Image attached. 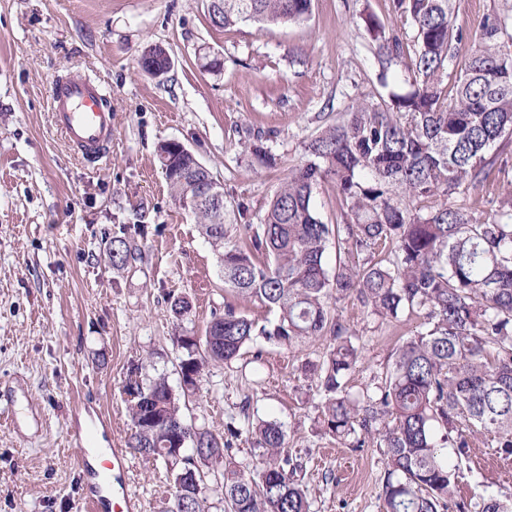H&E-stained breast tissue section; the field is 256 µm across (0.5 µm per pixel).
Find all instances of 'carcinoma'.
<instances>
[{
	"instance_id": "obj_1",
	"label": "carcinoma",
	"mask_w": 512,
	"mask_h": 512,
	"mask_svg": "<svg viewBox=\"0 0 512 512\" xmlns=\"http://www.w3.org/2000/svg\"><path fill=\"white\" fill-rule=\"evenodd\" d=\"M213 26L307 20L312 0H207ZM457 0H393L416 30L411 90L379 99L359 96L336 123L305 145V160L270 199L259 224H244L248 208L216 191L196 193L210 170L167 142L157 152L178 208L188 205L210 243L233 298L275 312L258 320L224 301L204 336L176 337L183 393L198 389L211 362L231 364L258 339L290 351L312 339L329 345L306 363L322 393L317 423L323 435L383 449L384 512H512V503L475 494L456 496L448 453L468 457L480 438L512 455V186L502 187L499 216H476L454 204L463 187L488 180L489 150L512 138V34L486 16L464 57L465 36L452 23ZM381 79L406 52L402 39L370 18ZM256 141L241 143L265 166L275 158ZM324 182L336 189L340 221L326 224L312 205ZM344 258L326 269L330 244ZM112 266L124 268L142 251L131 237H112ZM357 298L388 322L418 317V329L398 346L385 379L353 396L347 378L360 361L351 325L336 304ZM131 418L127 447L162 461L171 475L167 512H209L202 489L222 477L224 512H310L281 422L259 420L250 432L255 466L245 472L229 455L239 430L224 434L187 421L165 376L145 384L131 373L124 386Z\"/></svg>"
}]
</instances>
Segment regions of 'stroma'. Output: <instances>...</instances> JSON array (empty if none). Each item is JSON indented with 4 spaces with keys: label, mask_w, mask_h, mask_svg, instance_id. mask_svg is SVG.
I'll use <instances>...</instances> for the list:
<instances>
[{
    "label": "stroma",
    "mask_w": 512,
    "mask_h": 512,
    "mask_svg": "<svg viewBox=\"0 0 512 512\" xmlns=\"http://www.w3.org/2000/svg\"><path fill=\"white\" fill-rule=\"evenodd\" d=\"M456 28L474 32L497 14L512 32V0H457ZM375 16L415 50V29L392 0H312L300 24L212 26L207 0H0V512H86L78 462L83 447L122 448L131 420L123 386L166 375L179 389L177 332L203 335L224 308L216 257L194 218L178 209L157 155L176 140L243 203L251 223L307 142L334 123L352 98L403 89L404 66L380 84L363 19ZM163 46L172 66L158 79L139 65ZM99 81L112 106V159L82 163L55 130L48 105L56 76ZM262 132L277 164L258 165L239 142ZM488 181L461 189L458 207L481 198L493 218L501 186L512 182V139L491 150ZM143 224V259L117 270L108 246L120 227ZM192 316L178 324L174 298ZM353 327L362 359L348 386L360 394L384 378L396 344L416 320L389 323L357 300L336 306ZM326 341L291 353L258 342L232 366H208L187 419L241 434L231 453L241 469L254 456L247 432L257 420L283 423L301 457L311 512H382L379 448H353L323 436L319 400L304 360ZM263 366L255 368L253 355ZM463 459L457 494L512 500V457L487 450ZM140 512H166L170 475L162 462L128 456Z\"/></svg>",
    "instance_id": "35a3bbf8"
}]
</instances>
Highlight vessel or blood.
<instances>
[{
  "mask_svg": "<svg viewBox=\"0 0 512 512\" xmlns=\"http://www.w3.org/2000/svg\"><path fill=\"white\" fill-rule=\"evenodd\" d=\"M52 122L69 149L83 161L100 165L112 158V111L104 104L100 86L88 79L59 77L49 89ZM111 468L89 473L85 503L90 512H134L125 477L130 469L123 449L111 451ZM111 498H104V487Z\"/></svg>",
  "mask_w": 512,
  "mask_h": 512,
  "instance_id": "1",
  "label": "vessel or blood"
}]
</instances>
